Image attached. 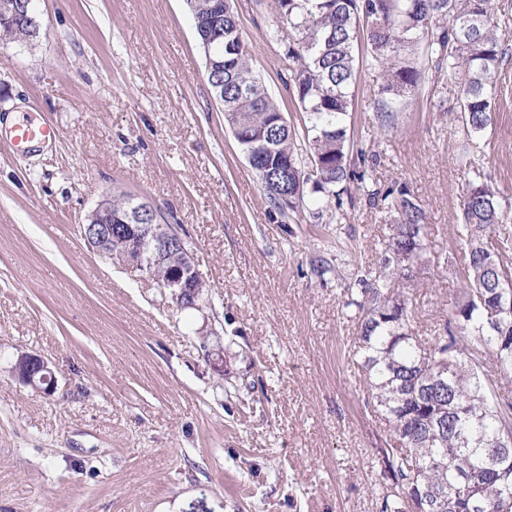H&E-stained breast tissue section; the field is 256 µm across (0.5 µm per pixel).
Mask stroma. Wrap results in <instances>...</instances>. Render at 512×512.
<instances>
[{"label": "stroma", "mask_w": 512, "mask_h": 512, "mask_svg": "<svg viewBox=\"0 0 512 512\" xmlns=\"http://www.w3.org/2000/svg\"><path fill=\"white\" fill-rule=\"evenodd\" d=\"M34 6L43 37L0 49V122L28 112L60 136L21 157L0 138V512H377L388 435L364 404L345 291L378 268L390 225L356 190L338 224L270 215L185 0ZM233 7L256 74L300 124L266 37L273 0ZM375 84L361 69L351 141L425 209L422 257L392 285L429 337L463 287L459 87L409 102L388 133ZM503 86L474 155L512 198V67ZM112 189L190 242L209 284L194 308L86 246L80 226ZM21 352L50 361L54 394L15 377Z\"/></svg>", "instance_id": "1"}]
</instances>
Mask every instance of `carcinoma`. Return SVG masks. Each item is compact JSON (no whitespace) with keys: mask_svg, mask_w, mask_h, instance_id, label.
<instances>
[{"mask_svg":"<svg viewBox=\"0 0 512 512\" xmlns=\"http://www.w3.org/2000/svg\"><path fill=\"white\" fill-rule=\"evenodd\" d=\"M0 46L40 37L33 5L3 12ZM200 44L213 56L207 83L256 174L270 211L298 210L316 224L344 219L342 194L369 179L377 155L351 165L347 119L360 64L376 74L375 108L382 125L439 79L455 80L461 132L483 134L495 120L499 77L512 49L498 31L512 23L492 0H275L268 38L288 59L285 91L303 114L287 122L256 75L230 0H186ZM471 176L457 236L466 264L462 297L438 335H417L409 299L394 292L385 270L401 274L418 262L427 216L406 184L367 191L371 205L397 231L382 252V271L358 280L357 349L367 405L388 425L393 447L380 448L379 512H512V399L496 396L480 368L495 363L512 376V264L492 228L512 220V200L482 179L466 148L456 157ZM112 222L163 224L152 204L112 193ZM110 258L134 257L128 236L112 238Z\"/></svg>","mask_w":512,"mask_h":512,"instance_id":"1","label":"carcinoma"}]
</instances>
